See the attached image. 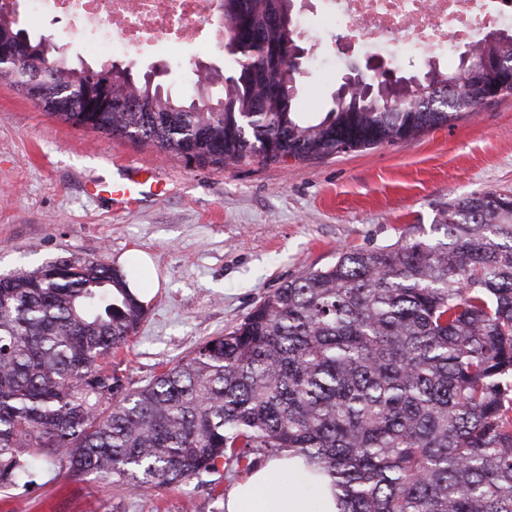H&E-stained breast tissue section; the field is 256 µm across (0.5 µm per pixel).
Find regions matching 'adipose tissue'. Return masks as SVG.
Segmentation results:
<instances>
[{
  "label": "adipose tissue",
  "mask_w": 512,
  "mask_h": 512,
  "mask_svg": "<svg viewBox=\"0 0 512 512\" xmlns=\"http://www.w3.org/2000/svg\"><path fill=\"white\" fill-rule=\"evenodd\" d=\"M289 471L297 486L276 491L272 477ZM226 512H340L336 490L330 478L304 464L301 457L283 452L268 466L254 471L227 496Z\"/></svg>",
  "instance_id": "1"
}]
</instances>
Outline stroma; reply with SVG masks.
Returning a JSON list of instances; mask_svg holds the SVG:
<instances>
[{"instance_id": "35a3bbf8", "label": "stroma", "mask_w": 512, "mask_h": 512, "mask_svg": "<svg viewBox=\"0 0 512 512\" xmlns=\"http://www.w3.org/2000/svg\"><path fill=\"white\" fill-rule=\"evenodd\" d=\"M296 10L308 112L331 108L350 62L381 60L421 76L432 62L456 65L463 50L457 40L430 55L394 57L358 43L345 51L321 27L313 0H298ZM120 59L136 74L165 65V83L186 97L197 61L228 65L223 45L195 42L176 56L132 50ZM127 166L150 169L162 196L127 211L87 193V182ZM484 191L512 192V95L409 141L219 167L72 126L0 80V274L71 255L112 265L150 255L158 288L135 336L103 361L119 366L132 389L232 331L284 282L334 264L341 250L438 239L448 201ZM250 473L223 462L187 483L133 493L44 456L27 486L0 488V512H225Z\"/></svg>"}]
</instances>
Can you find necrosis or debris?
I'll return each mask as SVG.
<instances>
[{"label": "necrosis or debris", "instance_id": "obj_1", "mask_svg": "<svg viewBox=\"0 0 512 512\" xmlns=\"http://www.w3.org/2000/svg\"><path fill=\"white\" fill-rule=\"evenodd\" d=\"M30 22L66 17L84 37L88 55L108 59L149 46L174 54L188 41L223 42L216 0H24ZM322 23L376 47L405 35L407 52L447 47L456 38L478 43L481 32L512 19V0L485 12L482 0H320Z\"/></svg>", "mask_w": 512, "mask_h": 512}]
</instances>
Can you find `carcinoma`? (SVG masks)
Returning a JSON list of instances; mask_svg holds the SVG:
<instances>
[{"label":"carcinoma","instance_id":"carcinoma-1","mask_svg":"<svg viewBox=\"0 0 512 512\" xmlns=\"http://www.w3.org/2000/svg\"><path fill=\"white\" fill-rule=\"evenodd\" d=\"M293 2L222 0L232 65L218 97L146 79L134 94L124 71L70 61L7 12L0 44L26 36L12 84L23 94L43 74L44 111L199 164L392 144L477 110L456 66L398 87L401 103L336 99L309 117L288 69L297 34L274 23ZM476 49L512 67V32ZM90 83L139 109L67 111ZM440 228L435 242L341 251L135 390L98 364L144 314L125 276L72 256L0 274V487L26 482L38 454L137 492L289 450L331 478L342 512H512V194L456 196Z\"/></svg>","mask_w":512,"mask_h":512}]
</instances>
